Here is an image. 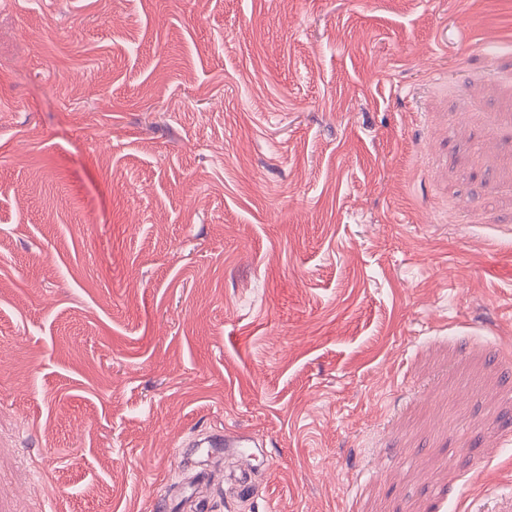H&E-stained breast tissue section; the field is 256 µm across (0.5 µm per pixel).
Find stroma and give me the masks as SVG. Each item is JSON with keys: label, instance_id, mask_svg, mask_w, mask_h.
I'll use <instances>...</instances> for the list:
<instances>
[{"label": "stroma", "instance_id": "obj_1", "mask_svg": "<svg viewBox=\"0 0 512 512\" xmlns=\"http://www.w3.org/2000/svg\"><path fill=\"white\" fill-rule=\"evenodd\" d=\"M512 512V0H0V512ZM182 447L189 448L187 452L180 451L183 454V460L190 464L192 456L196 454H206L224 457H239L245 461H250L256 456L252 448H263V444L256 442L247 433L239 431L217 432L205 437L189 440Z\"/></svg>", "mask_w": 512, "mask_h": 512}]
</instances>
